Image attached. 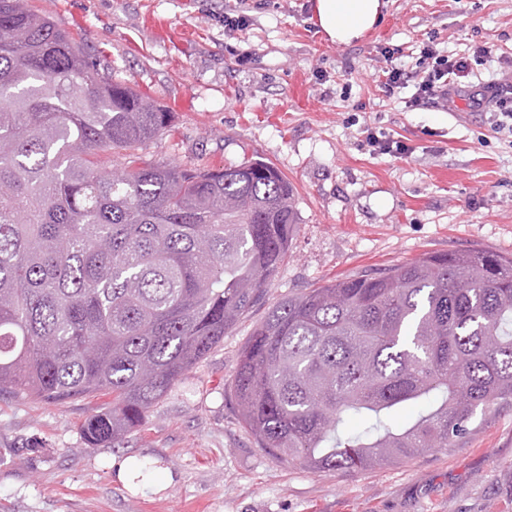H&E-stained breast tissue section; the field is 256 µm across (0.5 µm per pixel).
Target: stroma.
Segmentation results:
<instances>
[{"instance_id": "stroma-1", "label": "stroma", "mask_w": 512, "mask_h": 512, "mask_svg": "<svg viewBox=\"0 0 512 512\" xmlns=\"http://www.w3.org/2000/svg\"><path fill=\"white\" fill-rule=\"evenodd\" d=\"M384 2L380 25L337 45L311 0H29L100 77L173 112L141 161L272 164L293 187L299 224L263 302L123 447L91 448L82 434L110 395H0V512H512V401L470 423L455 447L315 474L259 448L231 393L241 349L285 296L428 253L512 256V133L467 98L415 106L413 83L388 91L380 80L392 63L415 69L425 44L470 57L478 83L512 74V0ZM241 12L246 29L225 36V14ZM371 130L406 153L374 151ZM127 456L164 491L118 482L112 461Z\"/></svg>"}]
</instances>
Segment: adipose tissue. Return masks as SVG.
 Masks as SVG:
<instances>
[{"label": "adipose tissue", "instance_id": "adipose-tissue-1", "mask_svg": "<svg viewBox=\"0 0 512 512\" xmlns=\"http://www.w3.org/2000/svg\"><path fill=\"white\" fill-rule=\"evenodd\" d=\"M381 0H313L321 31L336 44L360 38L383 19Z\"/></svg>", "mask_w": 512, "mask_h": 512}]
</instances>
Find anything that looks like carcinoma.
Segmentation results:
<instances>
[{"instance_id":"carcinoma-1","label":"carcinoma","mask_w":512,"mask_h":512,"mask_svg":"<svg viewBox=\"0 0 512 512\" xmlns=\"http://www.w3.org/2000/svg\"><path fill=\"white\" fill-rule=\"evenodd\" d=\"M172 117L99 78L26 0H0V392L112 396L82 425L93 448L126 438L263 301L298 224L264 162L139 161ZM232 395L259 447L313 472L451 448L512 400V256L424 254L283 298ZM408 405L418 416L395 426ZM350 417L364 429L342 431Z\"/></svg>"}]
</instances>
